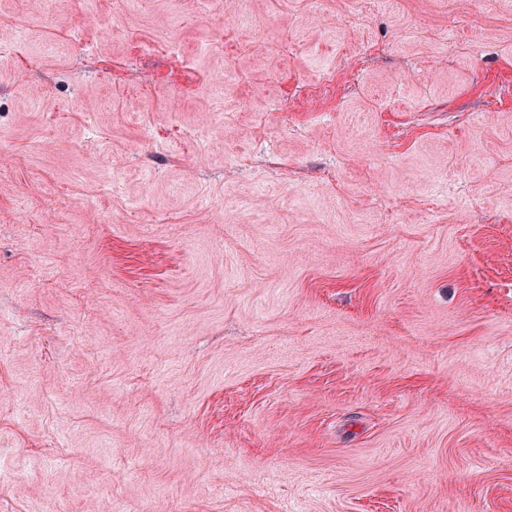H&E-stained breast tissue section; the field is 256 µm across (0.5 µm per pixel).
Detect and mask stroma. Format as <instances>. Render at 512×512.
Returning <instances> with one entry per match:
<instances>
[{
  "instance_id": "obj_1",
  "label": "stroma",
  "mask_w": 512,
  "mask_h": 512,
  "mask_svg": "<svg viewBox=\"0 0 512 512\" xmlns=\"http://www.w3.org/2000/svg\"><path fill=\"white\" fill-rule=\"evenodd\" d=\"M249 7L0 0V512H512V0Z\"/></svg>"
}]
</instances>
